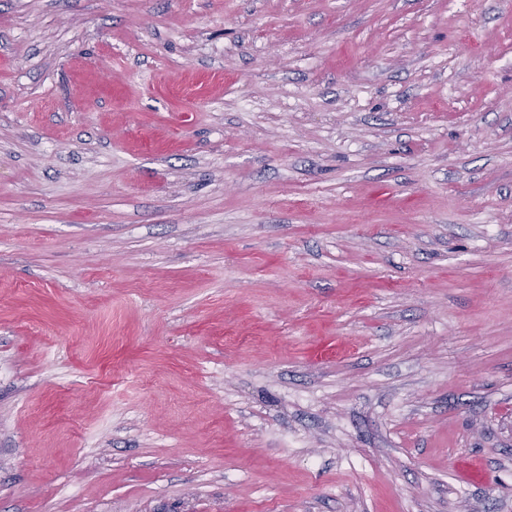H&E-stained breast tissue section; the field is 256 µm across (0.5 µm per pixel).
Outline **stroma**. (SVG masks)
Listing matches in <instances>:
<instances>
[{
  "label": "stroma",
  "mask_w": 512,
  "mask_h": 512,
  "mask_svg": "<svg viewBox=\"0 0 512 512\" xmlns=\"http://www.w3.org/2000/svg\"><path fill=\"white\" fill-rule=\"evenodd\" d=\"M0 512H512V0H0Z\"/></svg>",
  "instance_id": "stroma-1"
}]
</instances>
